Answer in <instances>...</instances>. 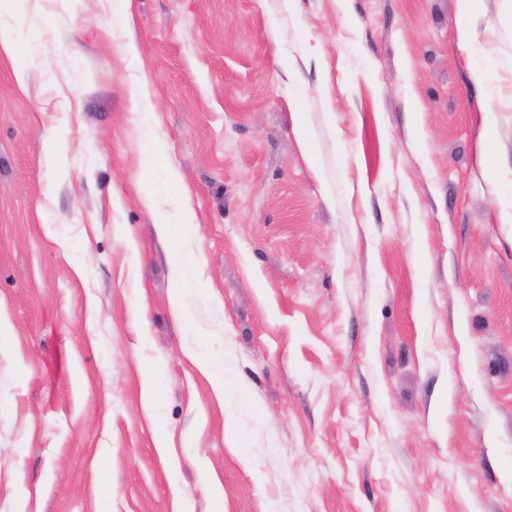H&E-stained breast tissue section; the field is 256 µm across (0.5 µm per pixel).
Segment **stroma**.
Wrapping results in <instances>:
<instances>
[{"mask_svg":"<svg viewBox=\"0 0 512 512\" xmlns=\"http://www.w3.org/2000/svg\"><path fill=\"white\" fill-rule=\"evenodd\" d=\"M1 25L0 512H512V0Z\"/></svg>","mask_w":512,"mask_h":512,"instance_id":"stroma-1","label":"stroma"}]
</instances>
